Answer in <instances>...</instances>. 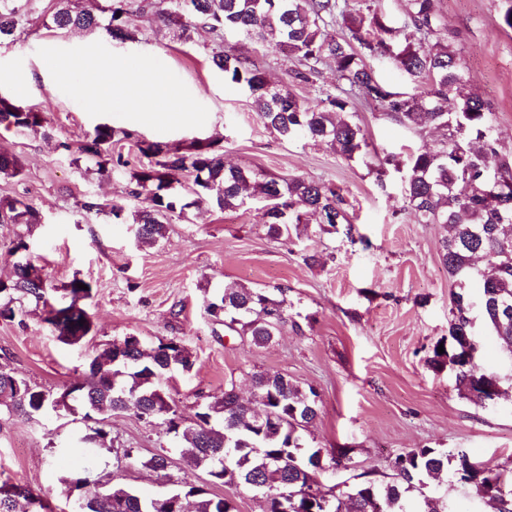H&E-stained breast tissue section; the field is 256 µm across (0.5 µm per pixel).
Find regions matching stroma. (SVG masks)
I'll return each mask as SVG.
<instances>
[{"instance_id":"stroma-1","label":"stroma","mask_w":512,"mask_h":512,"mask_svg":"<svg viewBox=\"0 0 512 512\" xmlns=\"http://www.w3.org/2000/svg\"><path fill=\"white\" fill-rule=\"evenodd\" d=\"M53 4L22 0L27 21L14 42L0 44V72L12 76L0 84V95L41 112L47 130L33 135L0 124V151L22 164L20 176L0 179V196L25 198L42 216L38 224L0 222V278L13 272L11 242L25 236L50 286L75 277L91 284L87 310L95 329L78 344L63 343L45 327L40 307L23 302L21 317L0 318V367L56 391L82 377L88 357L106 343L134 334L151 347L174 338L190 353L193 368L174 373L164 388L184 417L231 383L251 399L255 372L281 373L314 387L319 415L304 436L312 447L349 457L348 467L321 474L326 486L425 446L464 448L481 464L512 470V389L484 405L461 395L449 370L428 364L434 345L448 335L455 289L440 262L441 226L409 220L394 171L380 176L327 145L277 139L249 92L225 82L211 63L214 53L226 50L248 57L280 83L295 60L238 33L219 38L200 28L183 42L149 13L133 18L132 40L101 28L63 33L50 26ZM505 6V0H440L438 9L462 50L472 90L492 106L496 135L512 152V31L501 27ZM110 58L158 70L185 98L188 119L160 122L144 114L134 122L129 113L90 105L80 72L88 62ZM359 117L379 155H404L418 141L377 108L360 107ZM101 124L170 145L213 140L226 163L338 188L359 241L318 234L294 245L277 242L255 210L204 206L172 217L158 243H138L127 225L80 207L92 196L130 211L147 204L129 194V169L138 163L134 147H122L123 163H109L105 177L94 163L78 160V146ZM231 286L287 288L288 321L273 342L255 346L206 315L204 297ZM471 318L482 344L479 365L512 379V359L480 308ZM107 423L115 450L95 458L97 471L145 496L206 482L205 471L187 467L180 445L161 427L131 412ZM83 429V421L69 415L1 416L0 481L64 507L60 479L85 463L75 446ZM123 448L145 459L163 453L172 464L161 475L124 459Z\"/></svg>"}]
</instances>
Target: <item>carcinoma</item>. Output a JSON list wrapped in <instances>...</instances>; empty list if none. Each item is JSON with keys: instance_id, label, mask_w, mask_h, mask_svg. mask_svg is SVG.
<instances>
[{"instance_id": "obj_1", "label": "carcinoma", "mask_w": 512, "mask_h": 512, "mask_svg": "<svg viewBox=\"0 0 512 512\" xmlns=\"http://www.w3.org/2000/svg\"><path fill=\"white\" fill-rule=\"evenodd\" d=\"M20 0H0V42L15 40L25 21ZM107 24L81 5V0H55L52 23L57 30L104 27L122 40L135 38L130 16L155 8L153 0H107ZM156 15L189 40L199 26L221 35L242 32L262 45L278 49L297 62L290 82L309 84L329 67L346 88L319 89L318 103L296 98L285 83L269 82L249 59L233 53L212 56L224 80L250 92L264 125L279 139L326 142L348 162L376 166L367 131L356 103L377 106L382 115L408 128L430 125L441 138L421 140L406 160L392 156L385 163L401 174L404 209L416 224H439L445 231L440 259L456 281L449 297L448 339L444 353L433 349L429 365L450 367L455 384L484 404L501 396L494 372L478 366L481 347L461 350L472 332L475 286L482 314L512 356V154L502 151L495 135L494 113L477 94L467 90L468 79L459 64L460 50L448 40L435 0H406L404 28L387 25L374 0H160ZM336 25V35L326 29ZM388 57L405 74L413 90L395 92L377 75L374 61ZM20 131L45 133L42 113L0 96V123ZM134 140L139 164L130 174L131 195L146 196L149 206L127 219L125 207L112 204V223H131L141 243L164 238L173 214L209 204L221 211L259 204L267 235L295 243L308 235L309 224L328 234L353 238L354 226L344 196L334 188L301 176L264 175L249 167L224 163V153L212 141L194 140L171 147L133 139V134L103 124L79 147L107 171L112 146ZM22 166L0 154V177H16ZM175 172L191 177L193 192L175 191ZM0 217L16 224H39L40 213L18 198L0 199ZM17 256L13 277L0 279V317L22 313L18 303L32 300L47 309L44 322L66 344H77L93 330L84 307L92 290L78 288L73 278L62 288L64 304L50 302L55 288L47 285L28 256L29 244L20 235L12 242ZM483 264H478V261ZM205 312L222 319L224 327L249 336L256 346L272 342L288 320V289L226 288L204 301ZM192 361L175 341L144 347L135 335L112 342L97 352L88 373L52 393L0 368V413L34 417L70 403L81 413L86 448L112 452L106 415L132 411L164 428L184 443L183 462L204 468L210 485L230 488L241 484L260 496L264 512H454L448 496L430 491L434 481L451 479L473 491L485 512H512V475L484 467L463 448H410L397 454L388 471H368L344 482L330 501L309 492L308 475L339 464L334 452L309 446L302 431L318 415V393L303 389L282 374L251 375L258 407L244 403L235 387L224 389L199 407L195 423L185 424L174 401L161 386V377ZM66 498L84 502L79 512H238L231 495L218 497L209 485L186 483L169 493L144 497L135 489L110 480L102 482L86 471L61 479ZM53 512L49 503L27 487L0 483V512Z\"/></svg>"}]
</instances>
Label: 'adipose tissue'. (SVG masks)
I'll use <instances>...</instances> for the list:
<instances>
[{"label":"adipose tissue","mask_w":512,"mask_h":512,"mask_svg":"<svg viewBox=\"0 0 512 512\" xmlns=\"http://www.w3.org/2000/svg\"><path fill=\"white\" fill-rule=\"evenodd\" d=\"M83 85L93 105L115 111L136 106L138 111L161 120L186 119L189 108L172 87L152 69L102 60L86 66Z\"/></svg>","instance_id":"adipose-tissue-1"}]
</instances>
